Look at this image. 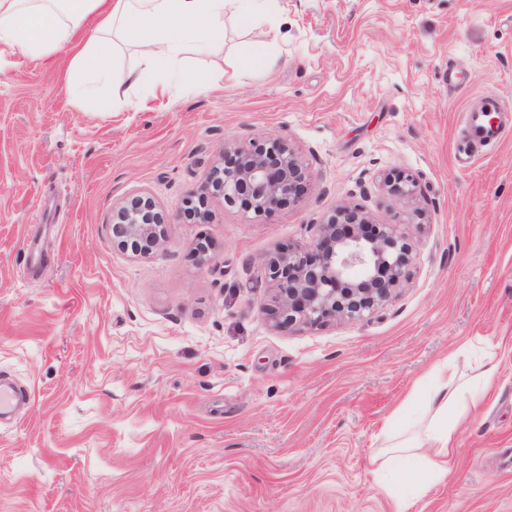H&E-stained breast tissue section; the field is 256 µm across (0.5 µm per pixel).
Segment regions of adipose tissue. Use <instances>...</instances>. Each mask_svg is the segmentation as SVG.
I'll return each mask as SVG.
<instances>
[{
	"label": "adipose tissue",
	"mask_w": 512,
	"mask_h": 512,
	"mask_svg": "<svg viewBox=\"0 0 512 512\" xmlns=\"http://www.w3.org/2000/svg\"><path fill=\"white\" fill-rule=\"evenodd\" d=\"M277 8L278 0H0V43L50 65L67 59L65 90L71 100L86 103L122 84L154 98L183 85L175 63L186 46L203 55L216 49L225 17L256 29ZM129 36L145 46L147 63L115 68L113 42ZM493 373L489 367L477 380L463 382L452 362L441 363L426 391L412 400L415 416L394 414L380 434L378 473L413 467L421 473L407 489L387 484L398 512H405L411 494L447 476L458 423L483 405Z\"/></svg>",
	"instance_id": "1"
}]
</instances>
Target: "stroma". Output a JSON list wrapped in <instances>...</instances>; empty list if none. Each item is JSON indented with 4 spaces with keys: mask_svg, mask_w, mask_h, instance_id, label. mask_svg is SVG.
I'll use <instances>...</instances> for the list:
<instances>
[{
    "mask_svg": "<svg viewBox=\"0 0 512 512\" xmlns=\"http://www.w3.org/2000/svg\"><path fill=\"white\" fill-rule=\"evenodd\" d=\"M178 65L212 88L80 104L65 67L0 45V374L30 396L0 421V512H395L376 436L437 364L469 378L486 352L488 401L407 512H512V130L453 157L466 108L512 103V0H279ZM265 136L308 168L304 202L185 218L223 145ZM138 195L168 218L146 256L112 239ZM343 204L401 225L408 284L362 321L273 328L262 258ZM384 185L389 195L396 200H404L415 194L416 181L412 175L404 172L388 174Z\"/></svg>",
    "mask_w": 512,
    "mask_h": 512,
    "instance_id": "obj_1",
    "label": "stroma"
}]
</instances>
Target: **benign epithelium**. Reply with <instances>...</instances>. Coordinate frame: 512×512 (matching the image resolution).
Instances as JSON below:
<instances>
[{"mask_svg":"<svg viewBox=\"0 0 512 512\" xmlns=\"http://www.w3.org/2000/svg\"><path fill=\"white\" fill-rule=\"evenodd\" d=\"M309 173L289 141L224 145L207 178V197L240 205L259 218L302 201ZM384 185L397 200L415 194L412 175H387ZM190 220L209 221L206 197L183 204ZM166 218L149 197L136 196L113 213L112 234L118 246L148 254L165 233ZM415 255L397 224H376L356 206L344 205L317 225L316 239L275 252L265 260L273 294L263 305L273 326H320L336 321H361L404 287Z\"/></svg>","mask_w":512,"mask_h":512,"instance_id":"7a95c632","label":"benign epithelium"}]
</instances>
